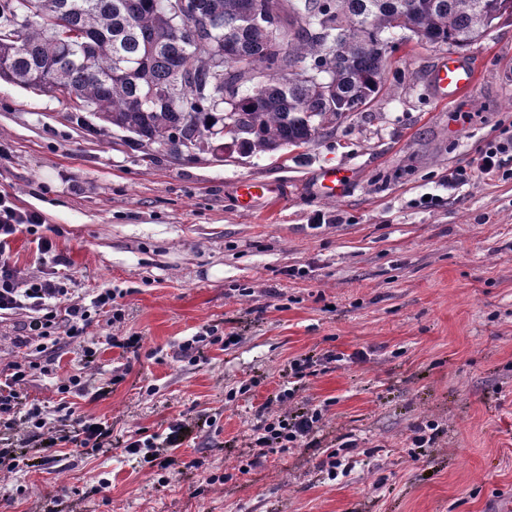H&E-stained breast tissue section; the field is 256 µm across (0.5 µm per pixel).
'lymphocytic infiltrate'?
Segmentation results:
<instances>
[{
  "label": "lymphocytic infiltrate",
  "mask_w": 512,
  "mask_h": 512,
  "mask_svg": "<svg viewBox=\"0 0 512 512\" xmlns=\"http://www.w3.org/2000/svg\"><path fill=\"white\" fill-rule=\"evenodd\" d=\"M512 154V137L488 143L472 159L469 167L453 170L448 175L449 185H459L477 175L495 176L503 169V158ZM44 219L39 212L22 210L0 195V312L27 310L31 317L13 345L22 355L8 365L4 382L0 383V416H6L8 426L24 422L36 429L47 422L41 409L29 403L20 390L33 371L50 375L58 360L59 349L83 337L95 315L111 306L114 294L104 289L89 303H73L68 279L60 271L66 260L53 251L52 240L40 234ZM34 235L41 254L50 258L43 275L23 277L12 257L11 244L20 231ZM322 419L319 409H311L291 416L280 414L271 423L259 422L254 427V445L258 448H292L303 438L313 435Z\"/></svg>",
  "instance_id": "f902f5d3"
}]
</instances>
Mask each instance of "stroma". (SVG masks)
Segmentation results:
<instances>
[{"label": "stroma", "instance_id": "stroma-1", "mask_svg": "<svg viewBox=\"0 0 512 512\" xmlns=\"http://www.w3.org/2000/svg\"><path fill=\"white\" fill-rule=\"evenodd\" d=\"M448 54L409 41L331 138L220 160L121 142L0 81V193L43 215L73 300L112 288L124 314L24 389L49 418L156 438L0 469V512H512V178L448 185L512 136V20L461 49L480 78L444 104L429 76ZM322 169L346 175L343 198L313 193ZM244 180L288 195L243 211ZM75 374L81 391L59 393ZM310 407L314 438L251 448L259 415ZM333 452L348 475H328Z\"/></svg>", "mask_w": 512, "mask_h": 512}]
</instances>
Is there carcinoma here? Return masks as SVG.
<instances>
[{
	"mask_svg": "<svg viewBox=\"0 0 512 512\" xmlns=\"http://www.w3.org/2000/svg\"><path fill=\"white\" fill-rule=\"evenodd\" d=\"M504 17L512 0H0V79L142 147L195 159L228 134L251 156L332 137L400 33L467 47Z\"/></svg>",
	"mask_w": 512,
	"mask_h": 512,
	"instance_id": "carcinoma-1",
	"label": "carcinoma"
}]
</instances>
